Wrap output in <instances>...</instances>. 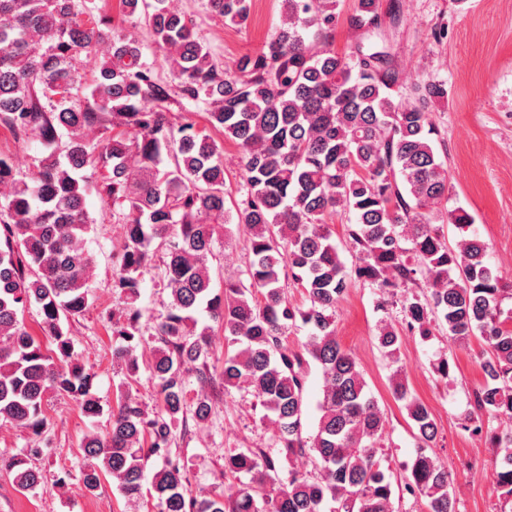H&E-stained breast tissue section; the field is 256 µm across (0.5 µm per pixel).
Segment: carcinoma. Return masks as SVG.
Here are the masks:
<instances>
[{
	"mask_svg": "<svg viewBox=\"0 0 512 512\" xmlns=\"http://www.w3.org/2000/svg\"><path fill=\"white\" fill-rule=\"evenodd\" d=\"M275 36L241 56L236 75L218 71L191 18L170 0H119L123 21L148 29L176 83L160 82L144 45L128 30L108 27L79 0H0V124L33 134L49 150L27 180L0 154V422L39 439L52 395L72 400L95 423L104 412L93 393L95 373L75 356L69 321L94 304L86 288L92 258L85 201L97 184L112 219L125 226L115 255L112 288L123 307L106 313L116 346L112 359L125 378L116 388L103 435L87 432L79 445L81 490L93 495L110 476L125 498H142L145 461L162 465L150 480L157 512H395L394 472L377 453L385 416L367 390L355 358L336 339L335 308L348 274L332 242V225L353 216L347 236L355 274L382 297L403 294V321L426 339L441 331L466 342L480 336L487 357L484 386L473 393L465 429L483 432V416L512 415V328L503 303L506 283L487 261L489 244L464 209L448 210V170L433 135L429 106L447 96L444 82H414L394 98L399 77L390 55L359 45L333 49L339 0H283ZM206 10L244 23L250 0H205ZM377 0H358L350 24L377 23ZM315 28L316 44L301 28ZM106 48L99 74L78 96L76 58ZM203 104L207 126L175 119L173 108ZM102 131L101 139L85 131ZM238 147V197L227 199L223 146ZM66 134L64 153L56 143ZM244 229L249 253L242 275L214 292L210 261L218 229ZM470 233L448 244L441 225ZM304 289V303L285 297L282 275ZM167 291L165 313L145 334L139 306L147 275ZM38 308L45 345L19 315ZM224 329V391L243 384L272 413L279 452L308 457L313 470L280 478L266 448L224 458L222 477L249 476L224 491L196 495L184 466L172 457L175 439L208 423L213 403L215 328ZM310 328L304 353L288 345V329ZM378 348L393 365L391 390L412 421L418 448L403 468L400 489L428 502V512H458L447 466L434 453L437 422L409 390L399 365V329L382 322ZM155 381L157 410L148 415L132 396L140 363ZM323 377L312 434L303 435L308 365ZM197 391H192V386ZM504 449L495 484L512 501V432L490 434ZM35 444L0 455V470L20 493L47 482L30 465Z\"/></svg>",
	"mask_w": 512,
	"mask_h": 512,
	"instance_id": "cac0c4a2",
	"label": "carcinoma"
}]
</instances>
